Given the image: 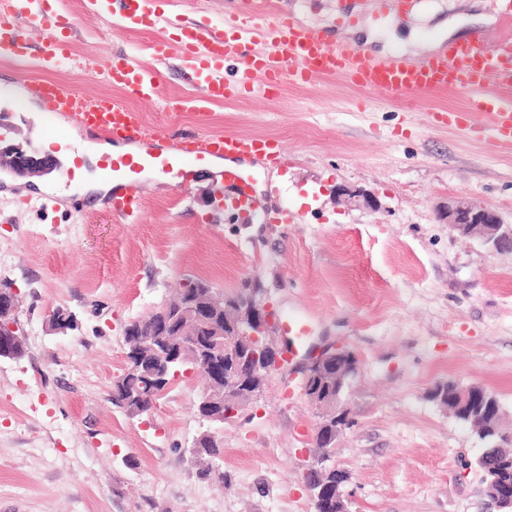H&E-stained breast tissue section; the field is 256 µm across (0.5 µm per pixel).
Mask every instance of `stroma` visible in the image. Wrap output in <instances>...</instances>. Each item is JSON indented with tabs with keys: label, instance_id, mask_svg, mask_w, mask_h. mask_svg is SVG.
<instances>
[{
	"label": "stroma",
	"instance_id": "35a3bbf8",
	"mask_svg": "<svg viewBox=\"0 0 512 512\" xmlns=\"http://www.w3.org/2000/svg\"><path fill=\"white\" fill-rule=\"evenodd\" d=\"M280 13L336 42L384 57L411 39L463 41L512 35L503 0H389L380 19L353 32L335 23L353 0H271ZM242 0H171L151 28L126 30L89 0H47L75 26L72 51L99 60L115 52L154 64L148 44L178 40L173 20L223 24ZM138 107L151 124L189 133L233 131L281 144L264 165L259 217L216 207V174L144 178L145 210L115 223L96 178L100 145L42 114L19 73L0 63V135L12 144L65 139L78 151L75 180L0 172V281L20 298L26 353L0 360V512H314L304 470L315 452L316 409L292 375H275L262 397L221 424L203 420L206 385L176 375L152 410L131 417L112 403L127 366L124 326L166 301L184 279L216 292L255 284L275 315L306 317L310 351L340 345L358 359L344 394L352 423L328 460L346 472L351 512H502L482 492L474 430L431 397L452 381L493 392L512 432V252L492 251L443 224L455 196L512 225V155L433 113L460 112L451 91L387 101L339 78L210 105L173 117L161 103ZM364 188L380 210L337 203L336 185ZM93 211L83 221L79 209ZM296 221L279 222L282 209ZM75 314L76 330L49 331L52 308ZM224 453L203 473L190 450L202 432Z\"/></svg>",
	"mask_w": 512,
	"mask_h": 512
}]
</instances>
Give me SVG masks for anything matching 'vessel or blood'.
Listing matches in <instances>:
<instances>
[{
  "label": "vessel or blood",
  "mask_w": 512,
  "mask_h": 512,
  "mask_svg": "<svg viewBox=\"0 0 512 512\" xmlns=\"http://www.w3.org/2000/svg\"><path fill=\"white\" fill-rule=\"evenodd\" d=\"M247 5L246 13L225 19L223 26L183 27L177 45L162 38L149 45L151 56L159 61L171 51L179 52L199 89L195 96L165 97L157 70L128 56L108 58L99 65L113 87L122 90L119 98L108 99L51 81L50 73L66 65L82 68L86 62L72 53V26L48 13L41 0H0V59L18 57L28 34L41 33L37 71L23 75L21 84L47 112L91 139L132 145V152L102 155L100 168L105 173L132 172L145 165L169 173L177 167H203L216 158L253 155L281 165L284 152L277 141L205 129L178 136L167 127L147 123L130 101H161L173 111L198 114L208 105L257 90L267 93L330 76L390 99L453 90L466 99V110L434 113V123L479 136L494 149L512 150L511 37L490 45L478 37L419 61L396 54L379 59L360 47L330 41L320 30L272 11L267 0H247ZM96 12L117 15L120 27L127 29L154 24L159 18L157 0H97ZM229 28L236 31V38H227ZM230 57L239 64V78L233 83L223 77L224 61ZM141 145L146 148L142 154L137 151ZM226 177L234 185L228 207L251 215L257 206L248 179L231 171ZM143 204L141 187L133 179L106 201L120 224L138 222ZM281 330L296 337L299 344L308 340L309 324L301 315L283 316Z\"/></svg>",
  "instance_id": "vessel-or-blood-1"
}]
</instances>
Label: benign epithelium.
Returning <instances> with one entry per match:
<instances>
[{
  "instance_id": "1",
  "label": "benign epithelium",
  "mask_w": 512,
  "mask_h": 512,
  "mask_svg": "<svg viewBox=\"0 0 512 512\" xmlns=\"http://www.w3.org/2000/svg\"><path fill=\"white\" fill-rule=\"evenodd\" d=\"M0 167L18 176H39L59 168V160L51 154L36 158L20 145L0 148ZM336 198L346 202L378 210L381 203L369 190L338 185ZM443 223L458 231L467 227L478 235L482 244L490 250L501 251L512 246V227L502 224L499 216L466 197H455L439 208ZM259 289L246 288L245 298L234 305L233 337L214 348H203L190 340L173 341L170 325L161 316L155 320L151 331L145 337L133 325L125 326L123 335L129 340L128 362L133 369L141 370L147 384V393L141 397L155 400L166 388L173 364L181 361L189 350L195 362L194 372L212 374L224 389V417L231 418L241 407L240 398L256 401L263 395L264 384L275 373H282L288 365V349L278 342L277 330L267 305L257 298ZM0 299L9 303L0 306V330L5 331L6 347L0 348V358L18 359L24 352L20 330V300L17 291L8 282L0 283ZM347 358L343 347L322 348L308 359L303 371L302 388L308 401L317 409L319 421L315 432L316 446L330 447L333 439L327 437L328 429L336 428L341 434L349 423V413L343 406L342 397L325 396L318 382L331 371L341 372V361ZM431 397L448 411L465 410L475 424L483 427L494 426L491 398L482 387L472 385L456 392L457 406H448V395L439 387L431 391ZM329 470L317 460L308 465L306 479L312 499L336 491V512H350L341 484L326 480ZM485 495L502 508L512 509V482L494 474L484 487Z\"/></svg>"
}]
</instances>
